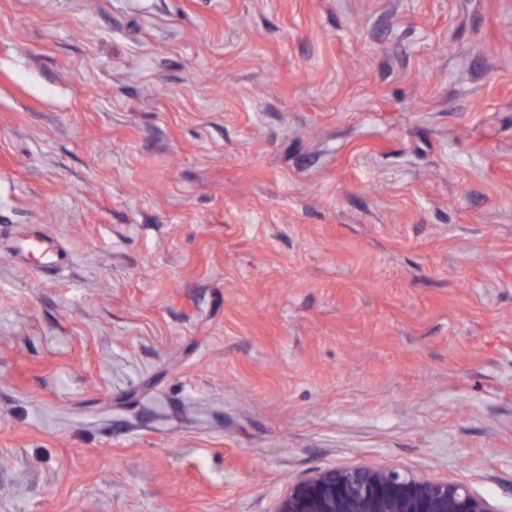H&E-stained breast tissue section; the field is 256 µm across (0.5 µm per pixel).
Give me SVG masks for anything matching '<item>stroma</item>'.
<instances>
[{
    "mask_svg": "<svg viewBox=\"0 0 512 512\" xmlns=\"http://www.w3.org/2000/svg\"><path fill=\"white\" fill-rule=\"evenodd\" d=\"M353 466L512 512V0H0V512Z\"/></svg>",
    "mask_w": 512,
    "mask_h": 512,
    "instance_id": "obj_1",
    "label": "stroma"
}]
</instances>
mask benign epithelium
I'll return each instance as SVG.
<instances>
[{"mask_svg": "<svg viewBox=\"0 0 512 512\" xmlns=\"http://www.w3.org/2000/svg\"><path fill=\"white\" fill-rule=\"evenodd\" d=\"M273 512H498L468 486L394 469H324L287 483Z\"/></svg>", "mask_w": 512, "mask_h": 512, "instance_id": "1", "label": "benign epithelium"}]
</instances>
